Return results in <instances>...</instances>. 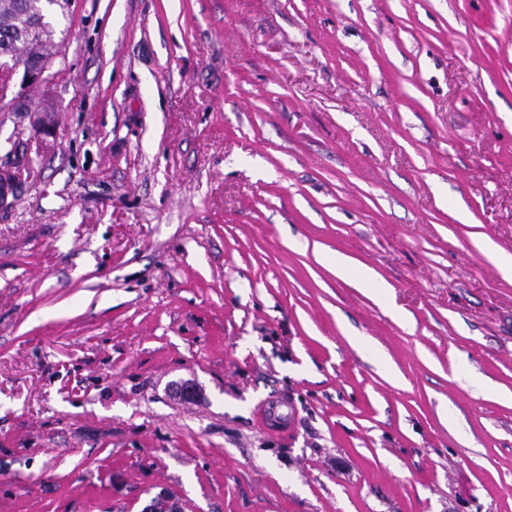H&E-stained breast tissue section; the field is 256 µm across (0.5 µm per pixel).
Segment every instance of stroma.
Wrapping results in <instances>:
<instances>
[{
	"instance_id": "stroma-1",
	"label": "stroma",
	"mask_w": 512,
	"mask_h": 512,
	"mask_svg": "<svg viewBox=\"0 0 512 512\" xmlns=\"http://www.w3.org/2000/svg\"><path fill=\"white\" fill-rule=\"evenodd\" d=\"M50 23L0 100V512H512V0Z\"/></svg>"
}]
</instances>
